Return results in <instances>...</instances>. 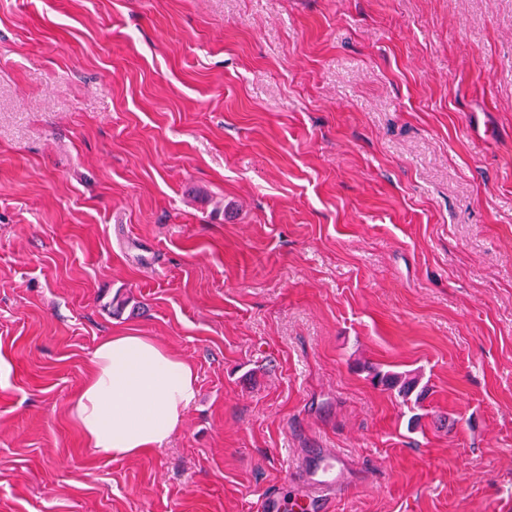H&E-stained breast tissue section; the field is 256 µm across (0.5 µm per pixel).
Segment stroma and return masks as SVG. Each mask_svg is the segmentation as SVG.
Here are the masks:
<instances>
[{"instance_id":"35a3bbf8","label":"stroma","mask_w":512,"mask_h":512,"mask_svg":"<svg viewBox=\"0 0 512 512\" xmlns=\"http://www.w3.org/2000/svg\"><path fill=\"white\" fill-rule=\"evenodd\" d=\"M118 330L199 393L111 460ZM311 448L332 512H512V0H0V512H257ZM197 390L188 361L152 336L118 331L98 341L70 417L91 452L136 458L181 428ZM375 378L387 388L397 390L398 394L402 397H407L418 384V377L416 375L412 376L410 373L377 372Z\"/></svg>"}]
</instances>
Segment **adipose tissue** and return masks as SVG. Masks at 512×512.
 <instances>
[{"label": "adipose tissue", "mask_w": 512, "mask_h": 512, "mask_svg": "<svg viewBox=\"0 0 512 512\" xmlns=\"http://www.w3.org/2000/svg\"><path fill=\"white\" fill-rule=\"evenodd\" d=\"M196 395L188 361L153 337L118 331L98 341L70 417L91 452L136 458L181 428Z\"/></svg>", "instance_id": "ef3b65f1"}]
</instances>
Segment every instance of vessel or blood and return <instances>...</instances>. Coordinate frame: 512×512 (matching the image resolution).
<instances>
[{
  "label": "vessel or blood",
  "instance_id": "b4317fda",
  "mask_svg": "<svg viewBox=\"0 0 512 512\" xmlns=\"http://www.w3.org/2000/svg\"><path fill=\"white\" fill-rule=\"evenodd\" d=\"M351 466L349 458L335 451H307L297 474L299 492L293 508L297 512H329L336 493L344 489Z\"/></svg>",
  "mask_w": 512,
  "mask_h": 512
}]
</instances>
